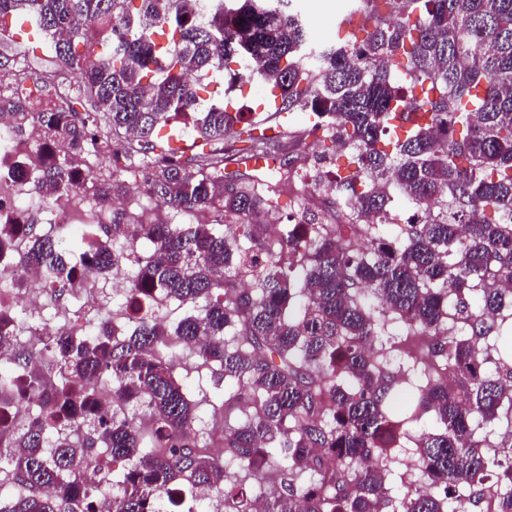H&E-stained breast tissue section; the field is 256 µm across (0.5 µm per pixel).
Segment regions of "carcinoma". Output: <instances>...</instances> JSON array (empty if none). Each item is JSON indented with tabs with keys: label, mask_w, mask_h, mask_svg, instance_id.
<instances>
[{
	"label": "carcinoma",
	"mask_w": 512,
	"mask_h": 512,
	"mask_svg": "<svg viewBox=\"0 0 512 512\" xmlns=\"http://www.w3.org/2000/svg\"><path fill=\"white\" fill-rule=\"evenodd\" d=\"M362 35L308 41L294 0H0V45L28 24L79 78L86 109L36 111L56 157L33 183L45 202L91 185L102 204L124 170L87 172L93 150L145 164L150 197L192 224L112 213L76 241L0 223V262L44 266L73 287L74 256L128 267L125 317L91 333L23 334L0 308V460L27 488L0 512H98L92 474L119 476L112 512H187L217 499L256 512H449L473 498L512 512V0H351ZM270 87V120L311 118L312 141L269 179H228V162L276 155V136L243 118L236 94ZM29 119L0 89V113ZM197 112L187 149L170 146L174 114ZM241 148H224L226 134ZM331 142L334 153L319 150ZM328 161L309 187L336 200V221L284 224L278 185L312 153ZM412 211L387 239L396 205ZM155 244L143 256L128 224ZM189 313L169 331L159 308ZM406 332L402 361L381 338ZM191 347L231 384L224 406L253 409L210 448L194 446L199 402L159 346ZM53 369L25 378L34 361ZM112 413L98 414L102 380ZM28 406L20 425L8 413ZM433 427L416 435L422 419ZM504 420L500 441L478 430ZM411 445L422 481L393 494L396 451Z\"/></svg>",
	"instance_id": "1"
}]
</instances>
